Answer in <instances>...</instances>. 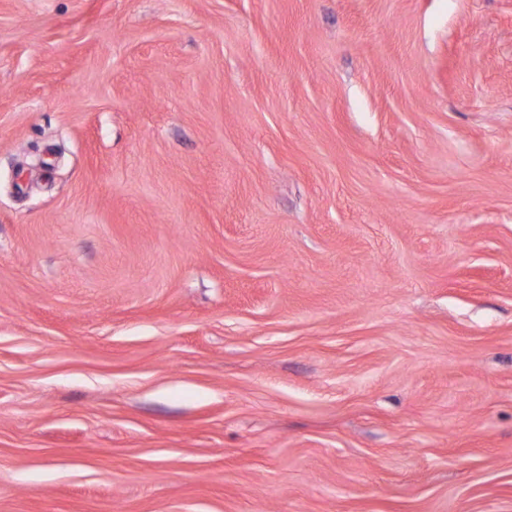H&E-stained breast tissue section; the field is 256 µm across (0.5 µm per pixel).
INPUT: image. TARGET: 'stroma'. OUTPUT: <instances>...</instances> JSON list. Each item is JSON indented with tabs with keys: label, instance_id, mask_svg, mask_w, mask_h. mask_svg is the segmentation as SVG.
<instances>
[{
	"label": "stroma",
	"instance_id": "obj_1",
	"mask_svg": "<svg viewBox=\"0 0 512 512\" xmlns=\"http://www.w3.org/2000/svg\"><path fill=\"white\" fill-rule=\"evenodd\" d=\"M0 512H512V0H0Z\"/></svg>",
	"mask_w": 512,
	"mask_h": 512
}]
</instances>
